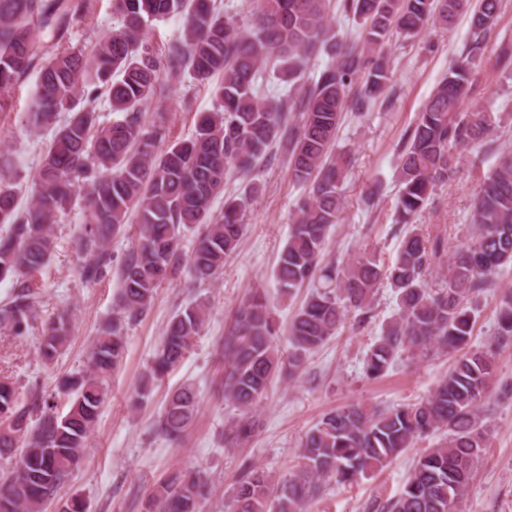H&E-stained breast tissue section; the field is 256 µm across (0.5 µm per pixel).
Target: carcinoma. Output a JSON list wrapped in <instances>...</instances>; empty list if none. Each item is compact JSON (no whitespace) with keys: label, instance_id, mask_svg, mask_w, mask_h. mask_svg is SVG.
I'll return each mask as SVG.
<instances>
[{"label":"carcinoma","instance_id":"cac0c4a2","mask_svg":"<svg viewBox=\"0 0 512 512\" xmlns=\"http://www.w3.org/2000/svg\"><path fill=\"white\" fill-rule=\"evenodd\" d=\"M342 11L361 27L362 45L336 39L327 21L329 0H259L249 27L219 12L213 0H112L119 28L87 53L60 47L38 54L48 35L59 42L76 16L87 15L89 0H0V112H8L9 92L33 68L39 78L30 119L50 128L34 176L35 192L25 210L17 203L14 173L0 165V281L16 280L13 299L0 307V328L24 336L36 318L39 295L30 282L55 249L53 224L83 198V233L76 251L83 256L80 277L96 282L112 271L109 245L130 219L135 242L120 268L117 311L94 337L84 368L61 378L57 390L68 398L63 415L53 402L32 392L21 398L10 377L0 378V459L20 451L16 469L0 480V512H44L51 501L59 512H88L86 500L67 491L79 466L88 434L108 395V378L122 362L125 331L150 307L160 284L187 263L195 281L211 283L224 258L244 235L242 219L259 186L224 198L233 169L252 173L273 145L286 142L292 178L307 189L297 208L275 270L284 295L304 284L312 293L288 325V357L276 343L280 327L265 295L256 293L239 308L224 336V400L238 411L224 440L248 441L256 427L255 406L271 377L296 376L345 316L371 318L378 288L396 295L397 310L368 348L365 376H384L405 351L457 355L448 374L421 401L392 409L369 410L348 404L325 413L299 448L297 469L274 480L263 468L248 470L224 499V512H305L327 483L352 484L395 462L424 435L442 441L424 449L398 495L373 505L375 512H457L475 464L487 448L483 419L496 372L495 350H468L476 323L477 298L503 268L512 267V153L501 155L479 183L465 243L445 249L414 224L438 184L448 181L460 151L494 131L490 115L465 104L473 67L481 59L486 34L499 12V0H340ZM472 9L470 41L463 63L448 70L417 115L401 146L394 223L408 226L389 265L372 251L340 267L326 260L325 245L339 223L348 174L347 151L334 148L348 110L362 112L387 92L386 47L394 38L413 39L431 25L446 26ZM168 16L182 22L180 39L158 48L148 38L153 23ZM326 55L328 64L304 80L307 61ZM279 80L299 84V94L271 102L259 93L258 78L269 65ZM184 71L205 83L222 79L217 108L202 114L186 139L158 144L166 137L163 113L151 124L143 117L165 74ZM107 95L121 119L99 121L94 102ZM301 113L298 126L288 113ZM205 225L188 257L184 229ZM438 273L445 287L433 290L427 277ZM206 299L175 312L132 399L148 400L157 383L177 368L203 331ZM496 341L512 342V295L497 307ZM70 316L62 312L40 338L38 352L50 364L70 342ZM199 410L191 384L174 390L157 431L179 442ZM209 477L201 469H181L154 486L143 512H202Z\"/></svg>","mask_w":512,"mask_h":512}]
</instances>
